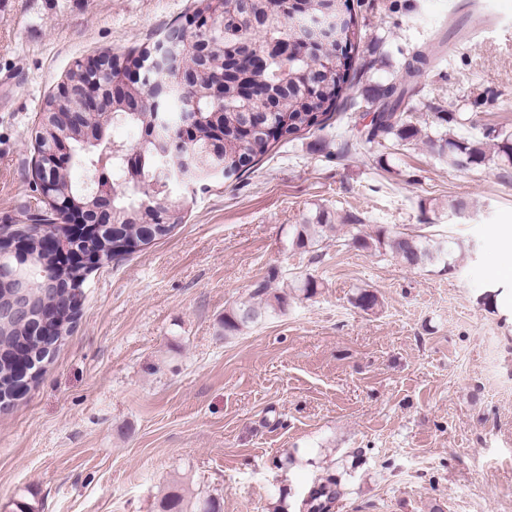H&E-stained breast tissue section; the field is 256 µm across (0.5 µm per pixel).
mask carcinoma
I'll list each match as a JSON object with an SVG mask.
<instances>
[{"label":"carcinoma","mask_w":512,"mask_h":512,"mask_svg":"<svg viewBox=\"0 0 512 512\" xmlns=\"http://www.w3.org/2000/svg\"><path fill=\"white\" fill-rule=\"evenodd\" d=\"M223 7L224 13L232 12L239 17V24L224 27L223 38L211 48V63L199 76L197 87L184 90L176 81L170 82V99L179 103L181 112L194 105L200 108L215 107V103L203 96L202 92L216 75L225 73L224 48L236 43H249L257 48L272 38L299 37L307 32V21L322 14L327 3L325 0H295L292 5L290 0H223ZM338 7L348 17L340 38L304 58L274 57L268 60L253 72L254 101H245L234 94L233 87L224 86V99L220 102L224 109V146L218 157L210 159L209 168L197 169L194 179H205L218 167L226 178L239 175L266 155L282 138L308 131L336 111L337 102L349 80L356 44L360 40V29L350 0H338ZM428 62L429 57L425 52H415L405 65L406 76L411 78L418 75ZM414 95L415 88L404 80L371 88L369 97L376 96L384 101L373 133L380 132L401 142H409L416 137L418 129L399 113L405 100L412 99ZM267 97L275 99L278 107V111L267 114L265 118L266 125L276 128V133L269 135L258 130L253 132L250 139L239 141L235 136L239 114L248 108L260 106ZM155 121V113L150 109L128 112L118 102L112 108L110 123L136 126L145 131L153 128ZM167 123L168 126L156 129L155 140H142L133 147L111 141L107 129L103 131L99 143L74 137L68 139L69 161L93 173L96 172L103 148L112 145V158L107 162L112 176V218L118 220L123 240L136 246L165 238L182 223L185 201L168 199L164 187L168 185L170 176L176 174L180 161L198 153L213 138L210 129L202 126L195 134L180 140L175 153L163 156L159 145L167 143L170 130L176 126L171 119ZM438 142L439 154L448 155V164L453 166L458 165L462 157L477 165L487 158L481 141L442 135ZM41 174L54 175L76 201L84 205L92 201V197L87 195V188L72 182L69 169L56 172L45 167ZM41 224L44 232L64 238L69 248L90 246L102 252L104 262L115 259L112 240L105 235L77 241L67 234L66 227L53 222V215L49 212L41 219ZM336 230V225L323 223L321 215L309 218L303 224L294 225L291 245L308 250L322 243ZM349 233L354 246L377 251L387 248L409 268L435 263L445 268L450 266L448 250L422 232L390 234L379 229L375 234L368 235L363 232L361 225L351 224ZM32 251L37 254L35 275L41 283L35 293H51L61 305L60 330L54 340V344L58 345L71 331L77 313V306L72 304L68 289L82 286L85 277L81 271L61 265L55 255L43 252L40 242L35 239L32 240ZM270 290L271 281H261L255 285L250 300L224 313V336H235L267 313L284 309L286 298L275 294L270 299ZM1 342L7 346L26 345L38 365L47 361V357L42 355L40 341L31 336L23 325L15 323L0 329ZM332 496L333 490L329 485L313 490L307 500L309 512H324L326 502ZM161 508L162 512H184V495L177 489L169 492L161 501Z\"/></svg>","instance_id":"obj_1"}]
</instances>
